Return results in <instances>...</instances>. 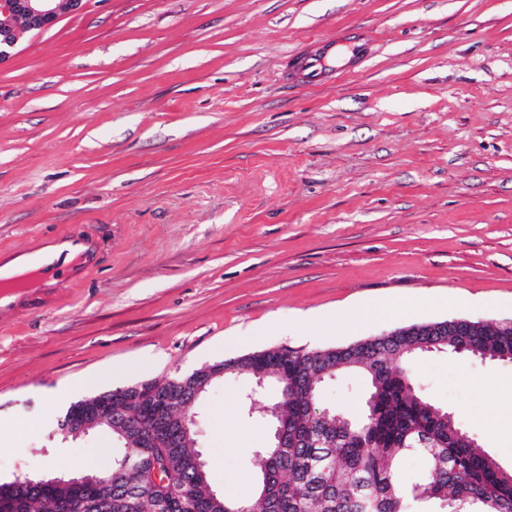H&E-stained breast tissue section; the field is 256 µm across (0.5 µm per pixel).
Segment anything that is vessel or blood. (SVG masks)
Here are the masks:
<instances>
[{
	"instance_id": "vessel-or-blood-1",
	"label": "vessel or blood",
	"mask_w": 512,
	"mask_h": 512,
	"mask_svg": "<svg viewBox=\"0 0 512 512\" xmlns=\"http://www.w3.org/2000/svg\"><path fill=\"white\" fill-rule=\"evenodd\" d=\"M371 41L366 37H346L339 42H327L309 55H301L297 65L307 81L323 83L351 71L354 63L369 54ZM96 241L92 235L67 228L39 245L18 250L0 249V308L12 309L17 303H28L20 295L30 276L38 275L49 281L75 283L96 266Z\"/></svg>"
}]
</instances>
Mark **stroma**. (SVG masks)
<instances>
[{
	"label": "stroma",
	"instance_id": "35a3bbf8",
	"mask_svg": "<svg viewBox=\"0 0 512 512\" xmlns=\"http://www.w3.org/2000/svg\"><path fill=\"white\" fill-rule=\"evenodd\" d=\"M370 33L304 86L291 52ZM99 239L72 288L0 315V480L111 462L75 401L272 347L512 320V0H85L0 65V247ZM393 300L388 319L364 304ZM427 394L512 467V363L430 356ZM363 380L321 404L358 415ZM196 405L215 490L255 495L270 424Z\"/></svg>",
	"mask_w": 512,
	"mask_h": 512
}]
</instances>
